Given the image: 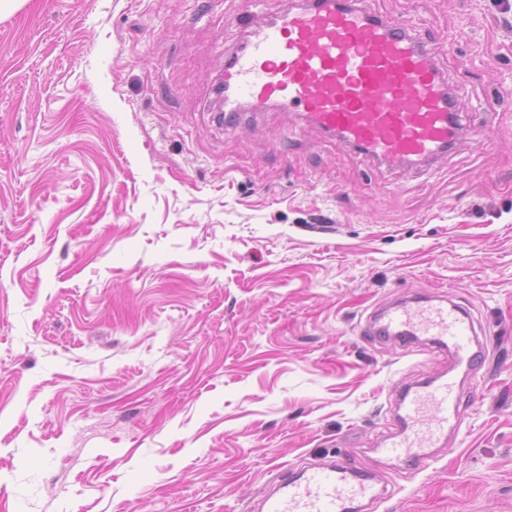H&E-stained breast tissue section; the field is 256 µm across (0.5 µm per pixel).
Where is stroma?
<instances>
[{
  "instance_id": "stroma-1",
  "label": "stroma",
  "mask_w": 512,
  "mask_h": 512,
  "mask_svg": "<svg viewBox=\"0 0 512 512\" xmlns=\"http://www.w3.org/2000/svg\"><path fill=\"white\" fill-rule=\"evenodd\" d=\"M366 6L425 30L456 96L463 136L430 168L272 108L225 129L224 16L248 0L0 13V512H253L334 456L392 489L375 512H512V15ZM419 294L469 304L489 356L412 476L375 448L439 366L362 331Z\"/></svg>"
}]
</instances>
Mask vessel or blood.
<instances>
[{"label":"vessel or blood","instance_id":"vessel-or-blood-1","mask_svg":"<svg viewBox=\"0 0 512 512\" xmlns=\"http://www.w3.org/2000/svg\"><path fill=\"white\" fill-rule=\"evenodd\" d=\"M227 22L242 40L225 54L214 85L225 127L245 124L248 106L269 105L300 113L367 162L389 168H427L454 147L462 126L454 95L411 20L383 18L359 0H291ZM366 325L370 335L406 351L424 345L452 361L453 371L396 393L399 427L380 444L386 457L424 469L461 425L454 370L483 363V328L470 306L440 296L380 306ZM388 495L376 476L334 458L283 471L258 512H364Z\"/></svg>","mask_w":512,"mask_h":512}]
</instances>
